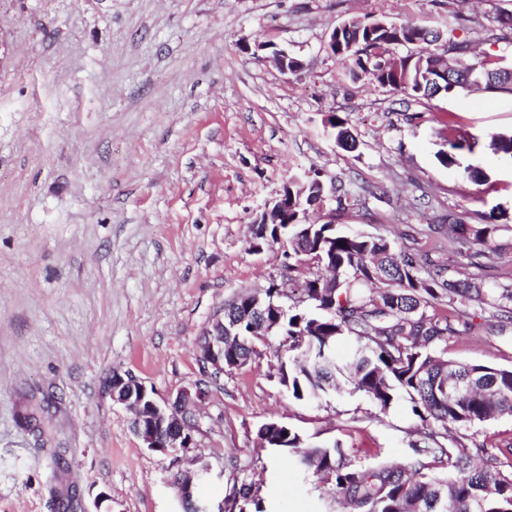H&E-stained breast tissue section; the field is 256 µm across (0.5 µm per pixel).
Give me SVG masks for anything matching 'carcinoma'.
<instances>
[{
    "mask_svg": "<svg viewBox=\"0 0 512 512\" xmlns=\"http://www.w3.org/2000/svg\"><path fill=\"white\" fill-rule=\"evenodd\" d=\"M440 37L419 23L376 19L348 26L336 36L332 53L353 63L382 88L423 99L434 78L429 60L408 55L384 66V53L396 45L426 47ZM481 88L512 93V60L489 56L474 61L464 73L443 83V93ZM478 141L448 125V150L437 155L441 165L457 168L461 178L480 182L487 177L477 164L461 166L457 152L475 153ZM492 146L503 162H512V134L499 133ZM495 224H466L448 218V239L467 246L469 267L491 251ZM267 245L288 249V259L302 258L336 270V286L319 276L303 282L309 308L281 311L271 331L248 312L246 295L224 305V316L235 319L239 335L224 337V371L246 365L256 345L276 335L288 359L280 362L279 381L296 401H317L331 394L361 395L386 411L399 400L411 404L420 422L422 443L405 465L378 463L357 466L340 444L312 445L296 431L268 430V443L290 456L295 466L339 493L349 512H512V470H503L508 446L487 447L466 431L489 420L512 416V369L464 364L448 359L444 346L457 329L448 318L428 313L446 302L493 304L500 319L512 320V285L487 288L464 267L458 277L434 263L429 251L410 248L377 236L344 235L331 224H279L268 230ZM347 337L351 350L340 358L334 347ZM260 486L245 478L234 486L228 512L239 501L263 512Z\"/></svg>",
    "mask_w": 512,
    "mask_h": 512,
    "instance_id": "1",
    "label": "carcinoma"
}]
</instances>
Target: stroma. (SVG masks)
Instances as JSON below:
<instances>
[{"instance_id":"obj_1","label":"stroma","mask_w":512,"mask_h":512,"mask_svg":"<svg viewBox=\"0 0 512 512\" xmlns=\"http://www.w3.org/2000/svg\"><path fill=\"white\" fill-rule=\"evenodd\" d=\"M512 0H0V512H181L172 457L144 448L106 391L129 374L160 397L202 386L187 457L210 467L200 495L219 504L256 472L264 512H347L331 485L260 447L277 421L308 442L337 440L359 465L405 463L417 440L407 402L289 398L276 337L244 367L211 378L198 342L243 291L288 287L279 247L252 250L254 220L289 177L339 187L310 221L343 232L415 237L456 271L467 262L435 230L446 215L484 223L505 211L488 285L512 270V166L488 144L512 132V95L457 92L402 104L352 76L327 48L346 20H414L442 46L512 57L498 14ZM287 50L302 70L268 61ZM357 141L340 148L329 125ZM478 138L485 181L442 166L439 132ZM459 327L448 358L512 369V332L488 305L441 307Z\"/></svg>"}]
</instances>
